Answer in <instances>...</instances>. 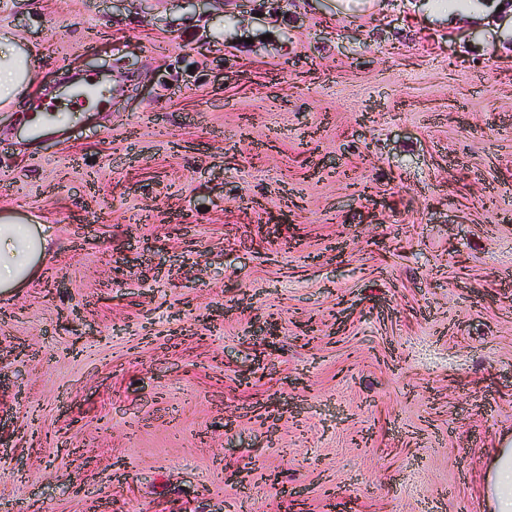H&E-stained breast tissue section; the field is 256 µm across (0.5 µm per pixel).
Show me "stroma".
<instances>
[{"label": "stroma", "instance_id": "stroma-1", "mask_svg": "<svg viewBox=\"0 0 512 512\" xmlns=\"http://www.w3.org/2000/svg\"><path fill=\"white\" fill-rule=\"evenodd\" d=\"M0 0V512H486L512 441V0ZM110 88L33 144L31 107ZM275 317V335L256 321ZM482 0H435L433 9L439 14L448 13V17L457 14L479 16L484 14L486 7ZM0 37V106L8 108L35 84V52ZM3 45V49L1 46ZM0 223V291L6 293L37 275L48 245L39 226L23 224L8 210Z\"/></svg>", "mask_w": 512, "mask_h": 512}]
</instances>
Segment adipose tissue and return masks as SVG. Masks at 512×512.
<instances>
[{
  "mask_svg": "<svg viewBox=\"0 0 512 512\" xmlns=\"http://www.w3.org/2000/svg\"><path fill=\"white\" fill-rule=\"evenodd\" d=\"M35 83V53L4 43L0 46V106L9 107ZM47 249L42 230L22 223L10 211L0 212V291L8 292L34 278ZM484 498L490 512H512V444L495 448L486 474Z\"/></svg>",
  "mask_w": 512,
  "mask_h": 512,
  "instance_id": "ef3b65f1",
  "label": "adipose tissue"
}]
</instances>
